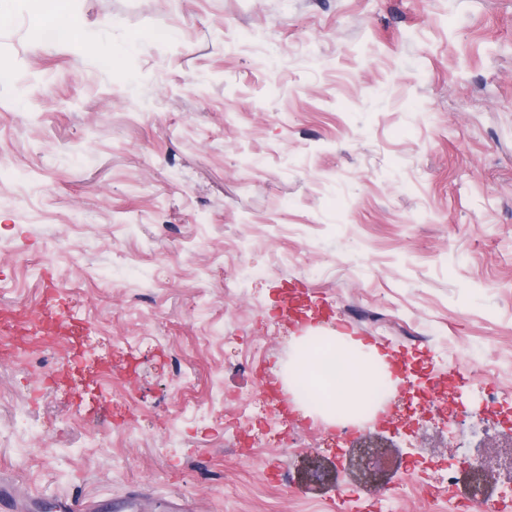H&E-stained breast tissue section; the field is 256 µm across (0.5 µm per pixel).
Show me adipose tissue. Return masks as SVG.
<instances>
[{
    "label": "adipose tissue",
    "mask_w": 512,
    "mask_h": 512,
    "mask_svg": "<svg viewBox=\"0 0 512 512\" xmlns=\"http://www.w3.org/2000/svg\"><path fill=\"white\" fill-rule=\"evenodd\" d=\"M41 24L50 25L60 39H77L82 30L69 0H32ZM384 358L366 352L348 336H334L306 349L290 369L293 385L304 388L322 407L328 422L355 416L361 398L375 382Z\"/></svg>",
    "instance_id": "ef3b65f1"
}]
</instances>
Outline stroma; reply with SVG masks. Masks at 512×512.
Listing matches in <instances>:
<instances>
[{"label": "stroma", "instance_id": "35a3bbf8", "mask_svg": "<svg viewBox=\"0 0 512 512\" xmlns=\"http://www.w3.org/2000/svg\"><path fill=\"white\" fill-rule=\"evenodd\" d=\"M84 37L0 26V307L85 327L0 339V475L18 499L138 512H369L363 451L446 489L512 405V0H74ZM139 39L134 51L126 44ZM409 377L365 433L291 410L301 326ZM430 334L412 346L410 332ZM483 377L438 385L458 363ZM294 433L303 447L282 448ZM292 477L289 491L275 477ZM48 288L49 295L43 302L40 312L32 319V323L40 328L46 323L49 325L51 330L55 331L56 329L59 332H61L62 328L60 326H63L65 334L73 336L74 331L78 328L79 325L75 323H66L65 320H63L58 315L57 311L59 308V303L55 299V295L58 293V289L54 283H50ZM56 324L60 326H57ZM69 336H56V339L58 342H63L69 346H72L74 342Z\"/></svg>", "mask_w": 512, "mask_h": 512}]
</instances>
